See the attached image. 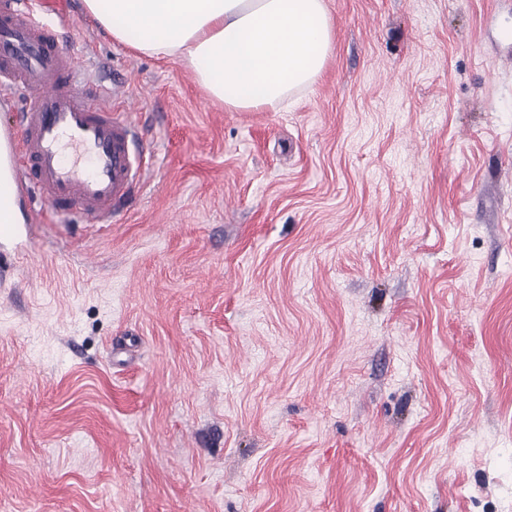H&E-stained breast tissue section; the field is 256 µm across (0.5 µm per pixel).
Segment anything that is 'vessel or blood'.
I'll list each match as a JSON object with an SVG mask.
<instances>
[{
    "mask_svg": "<svg viewBox=\"0 0 512 512\" xmlns=\"http://www.w3.org/2000/svg\"><path fill=\"white\" fill-rule=\"evenodd\" d=\"M0 241L28 199L89 224L115 216L154 163L131 105L113 102L84 56L60 41L30 0H0Z\"/></svg>",
    "mask_w": 512,
    "mask_h": 512,
    "instance_id": "obj_1",
    "label": "vessel or blood"
}]
</instances>
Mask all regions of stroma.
<instances>
[{
	"instance_id": "35a3bbf8",
	"label": "stroma",
	"mask_w": 512,
	"mask_h": 512,
	"mask_svg": "<svg viewBox=\"0 0 512 512\" xmlns=\"http://www.w3.org/2000/svg\"><path fill=\"white\" fill-rule=\"evenodd\" d=\"M45 2L157 165L0 243V512H512V0H325L267 112Z\"/></svg>"
}]
</instances>
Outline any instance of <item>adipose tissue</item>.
I'll list each match as a JSON object with an SVG mask.
<instances>
[{"label": "adipose tissue", "mask_w": 512, "mask_h": 512, "mask_svg": "<svg viewBox=\"0 0 512 512\" xmlns=\"http://www.w3.org/2000/svg\"><path fill=\"white\" fill-rule=\"evenodd\" d=\"M115 44L190 68L229 112L288 107L333 40L324 0H83Z\"/></svg>", "instance_id": "ef3b65f1"}]
</instances>
